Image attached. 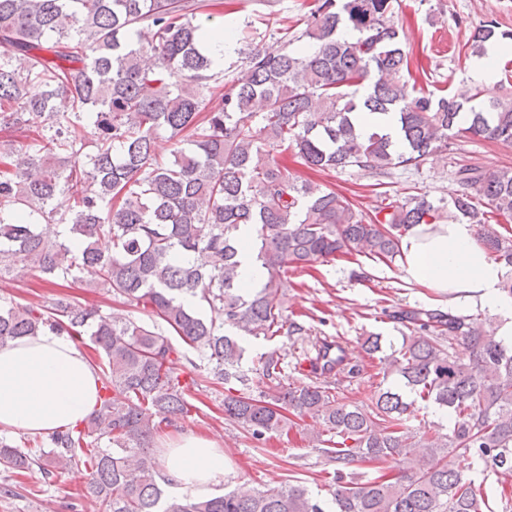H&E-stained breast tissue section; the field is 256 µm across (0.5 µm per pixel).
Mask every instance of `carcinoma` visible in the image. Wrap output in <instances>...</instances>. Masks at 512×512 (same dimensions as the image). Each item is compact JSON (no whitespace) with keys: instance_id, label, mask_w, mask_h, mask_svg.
Instances as JSON below:
<instances>
[{"instance_id":"carcinoma-1","label":"carcinoma","mask_w":512,"mask_h":512,"mask_svg":"<svg viewBox=\"0 0 512 512\" xmlns=\"http://www.w3.org/2000/svg\"><path fill=\"white\" fill-rule=\"evenodd\" d=\"M395 0H315L298 32L276 29L278 46L238 49L247 74L227 85L206 49L209 28L193 0H0V129L33 134L23 156L0 150V279L30 268L58 289L47 304L0 299V347L62 333L90 342L103 363L99 408L76 425L26 440H0L11 473L52 459L85 470L86 492L105 512H483L453 458L469 455L512 475V346L477 315L402 307L387 317L412 333L383 357L397 383L370 403L336 394L338 377L361 365L336 348L338 375L283 383L281 358L241 369L237 336H301L284 315L288 268L338 254L395 259L416 224L441 218L425 197L368 214L335 188L288 166L355 167L379 175L419 167L471 136L512 146V94L477 104L409 84L410 53L394 24ZM350 30L353 38L338 35ZM512 31L487 20L473 53ZM67 99L61 110L58 99ZM395 113L399 139L361 130L365 115ZM168 133L171 157L156 153ZM94 151L85 152L88 139ZM463 192L455 216L479 225L477 242L512 268V237L475 204L512 221V166L453 170ZM265 268L259 288L241 287L240 226ZM76 288H99L148 311L149 321L109 315ZM236 330L224 334V327ZM195 349L224 394V418L253 439L283 432L288 415L315 418L312 439L334 462L383 463L365 482L334 472L332 499L299 484L167 500L151 442L189 415L195 380L181 382ZM465 356L453 353L455 346ZM264 384L251 389L253 381ZM416 395L448 411V433L416 450L404 431Z\"/></svg>"}]
</instances>
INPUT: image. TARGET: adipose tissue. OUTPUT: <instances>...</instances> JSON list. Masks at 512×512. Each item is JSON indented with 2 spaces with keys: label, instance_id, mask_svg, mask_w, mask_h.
Segmentation results:
<instances>
[{
  "label": "adipose tissue",
  "instance_id": "adipose-tissue-1",
  "mask_svg": "<svg viewBox=\"0 0 512 512\" xmlns=\"http://www.w3.org/2000/svg\"><path fill=\"white\" fill-rule=\"evenodd\" d=\"M400 251L410 282L445 301L464 297L496 312V336L512 343V297L501 290L505 270L488 259L473 224L416 225ZM97 390L95 367L70 337L25 336L0 348L1 428L34 435L83 423L97 406ZM159 459L178 493H206L224 476V451L210 438L180 435Z\"/></svg>",
  "mask_w": 512,
  "mask_h": 512
}]
</instances>
